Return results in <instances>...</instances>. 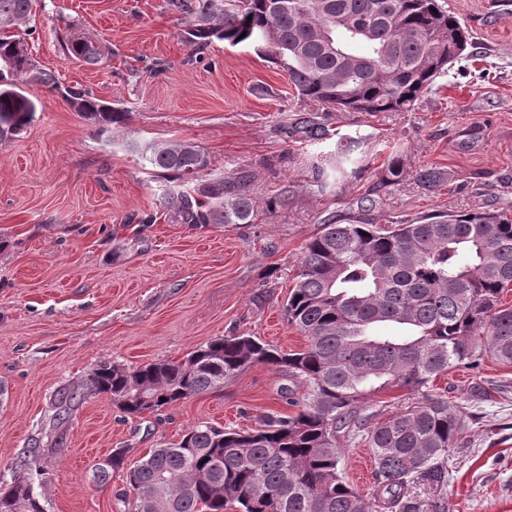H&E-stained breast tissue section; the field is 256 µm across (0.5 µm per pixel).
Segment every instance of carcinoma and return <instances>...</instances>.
Returning <instances> with one entry per match:
<instances>
[{
	"instance_id": "cac0c4a2",
	"label": "carcinoma",
	"mask_w": 512,
	"mask_h": 512,
	"mask_svg": "<svg viewBox=\"0 0 512 512\" xmlns=\"http://www.w3.org/2000/svg\"><path fill=\"white\" fill-rule=\"evenodd\" d=\"M35 0H0V141L20 135L35 105L17 83L59 91L71 107L112 131L127 119L79 86L62 87L39 68L14 29ZM188 19L184 39L202 46L214 39L247 43L272 59L301 99L340 112H408L471 42V34L441 0H166ZM68 56L87 65L100 46L67 38ZM289 134L306 142L332 136L316 112H298ZM312 162L313 186L348 177L359 140ZM142 165L175 178L163 208L177 224H254L251 176L213 173L206 152L191 142H126ZM394 155L360 209L377 206L380 192L406 177ZM295 186L283 182L273 202L288 206ZM512 202L492 210L442 211L420 220L384 224H324L307 241L284 313L307 339L299 350L278 349L245 334L212 339L182 360L140 367L100 364L86 383L64 391L54 420H65L90 393H105L122 413H157L193 396L216 391L246 368L272 366L305 388H286L288 415L266 414L251 430L191 427L177 442L153 448L129 465L112 449L107 484L124 474L126 512H373L372 502L343 477L342 441L365 444L375 459L377 492L395 512H418L409 495L417 484L447 482L443 467L463 421L434 382L459 365L487 358L512 365ZM390 323L395 331L379 336ZM406 388L411 409L373 422L371 396ZM17 477L0 490V512H43Z\"/></svg>"
}]
</instances>
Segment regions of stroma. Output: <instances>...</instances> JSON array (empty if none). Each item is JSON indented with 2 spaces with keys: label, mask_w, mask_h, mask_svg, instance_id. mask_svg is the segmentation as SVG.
<instances>
[{
  "label": "stroma",
  "mask_w": 512,
  "mask_h": 512,
  "mask_svg": "<svg viewBox=\"0 0 512 512\" xmlns=\"http://www.w3.org/2000/svg\"><path fill=\"white\" fill-rule=\"evenodd\" d=\"M489 0H448L476 42L410 112H333L330 127L365 138L367 160L326 195L309 189L313 155L326 144L289 133L307 102L253 46L221 40L197 47L187 21L164 0H35L18 28L38 65L61 85L89 89L125 109V125L102 137L57 92L26 84L36 106L20 138L0 143V486L26 477L44 512H115L121 477L103 486L92 465L115 448L128 462L210 423L250 430L266 413H290L288 379L256 364L156 414L123 416L103 394L56 424L54 401L96 365L179 360L211 339L247 334L287 352L305 337L283 317L304 244L321 225L358 216L414 220L512 201V10ZM99 44L87 65L64 53L66 31ZM190 141L215 172H245L253 224H176L163 217L166 180L143 169L126 143ZM399 155L409 173L380 210L355 200ZM439 170L437 188L413 175ZM288 208L270 206L282 181ZM153 213L156 223L129 224ZM465 426L445 461L444 486L413 488L420 512H512V365H461L435 382ZM340 466L358 491L373 489L370 448L347 443Z\"/></svg>",
  "instance_id": "stroma-1"
}]
</instances>
